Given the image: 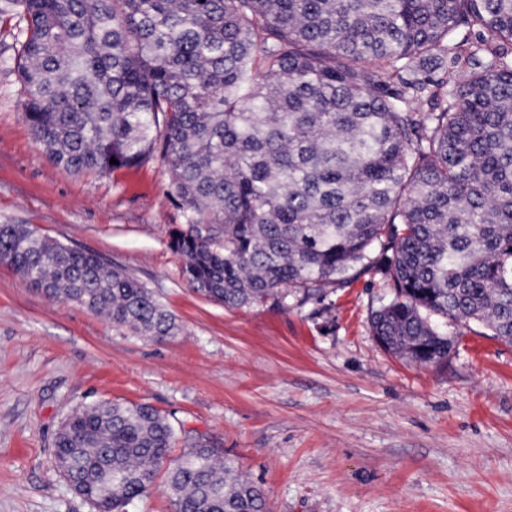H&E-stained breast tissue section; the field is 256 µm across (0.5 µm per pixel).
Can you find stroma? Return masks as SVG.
I'll use <instances>...</instances> for the list:
<instances>
[{"instance_id":"stroma-1","label":"stroma","mask_w":512,"mask_h":512,"mask_svg":"<svg viewBox=\"0 0 512 512\" xmlns=\"http://www.w3.org/2000/svg\"><path fill=\"white\" fill-rule=\"evenodd\" d=\"M17 34L0 17V224L101 255L180 330L131 335L0 264V512H96L59 474L55 437L101 401L164 411L175 453L209 438L270 512H512V345L474 324L443 363L391 355L369 327L390 294L380 270L284 308L198 295L168 246L183 216L162 161L104 177L50 161L23 118Z\"/></svg>"}]
</instances>
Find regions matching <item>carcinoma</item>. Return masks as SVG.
<instances>
[{
	"instance_id": "carcinoma-1",
	"label": "carcinoma",
	"mask_w": 512,
	"mask_h": 512,
	"mask_svg": "<svg viewBox=\"0 0 512 512\" xmlns=\"http://www.w3.org/2000/svg\"><path fill=\"white\" fill-rule=\"evenodd\" d=\"M11 13L34 139L74 174L159 152L195 292L286 305L379 268L387 352L448 359V318L512 342V0H0ZM0 262L138 336L178 333L150 289L28 224H0ZM174 438L154 406H84L56 467L97 512L164 466L173 512H269L209 439L173 462Z\"/></svg>"
}]
</instances>
